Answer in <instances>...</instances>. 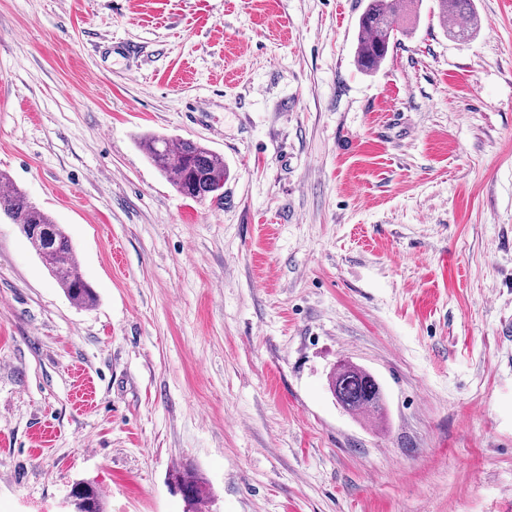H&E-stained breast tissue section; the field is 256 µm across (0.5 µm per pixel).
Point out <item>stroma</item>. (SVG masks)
Listing matches in <instances>:
<instances>
[{"instance_id": "1", "label": "stroma", "mask_w": 512, "mask_h": 512, "mask_svg": "<svg viewBox=\"0 0 512 512\" xmlns=\"http://www.w3.org/2000/svg\"><path fill=\"white\" fill-rule=\"evenodd\" d=\"M0 0V172L62 224L72 304L0 216V512H512V0ZM224 158L222 200L140 145ZM372 373L351 415L337 361ZM358 20L359 37L354 61L364 72L377 70L395 44V24L414 0H366ZM371 376L361 367L340 363L330 373L329 388L335 398L336 391L339 392L340 400L337 402L347 412L353 415H380L383 398L371 400L367 396V391L371 388ZM174 483L176 488L182 494L183 500L195 509L201 504L205 495V482L199 473L190 467L178 470L174 474ZM78 501L76 512H104L100 494L91 483H76L72 487Z\"/></svg>"}]
</instances>
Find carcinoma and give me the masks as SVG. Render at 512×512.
Segmentation results:
<instances>
[{
  "label": "carcinoma",
  "instance_id": "carcinoma-1",
  "mask_svg": "<svg viewBox=\"0 0 512 512\" xmlns=\"http://www.w3.org/2000/svg\"><path fill=\"white\" fill-rule=\"evenodd\" d=\"M414 0H367L358 20L359 37L354 61L364 72L377 70L395 44V24L406 15L408 5ZM472 0H438L440 16L470 19L467 6ZM147 158L165 174L176 189L196 201L221 199L224 192L226 168L224 157L193 140H173L150 134L142 141ZM0 184L7 190L0 191V213L21 228H33L37 234L28 241L53 275L56 283L70 301L81 307L96 302L92 287L84 284V278L75 261L71 241L61 225L34 205L28 196L15 187L9 178L0 173ZM331 392H339L338 403L353 415L381 414L383 400H371L367 391L371 388V375L350 363L338 364L329 376ZM176 488L183 500L194 508L202 503L205 482L190 467L174 474ZM78 501L77 512H104L100 494L91 483L73 486Z\"/></svg>",
  "mask_w": 512,
  "mask_h": 512
}]
</instances>
